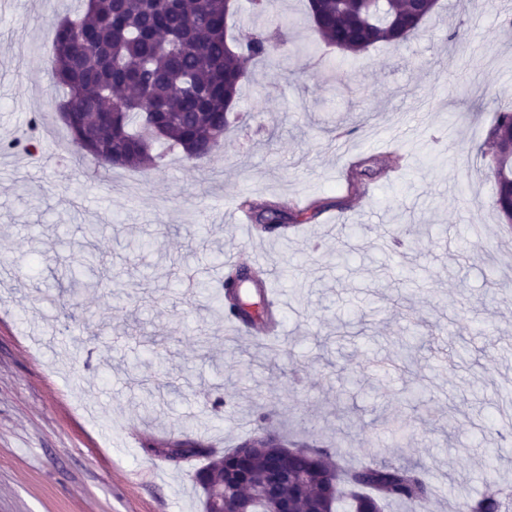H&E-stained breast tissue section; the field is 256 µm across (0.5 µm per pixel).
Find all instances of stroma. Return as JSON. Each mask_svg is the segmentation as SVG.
Here are the masks:
<instances>
[{
    "instance_id": "obj_1",
    "label": "stroma",
    "mask_w": 512,
    "mask_h": 512,
    "mask_svg": "<svg viewBox=\"0 0 512 512\" xmlns=\"http://www.w3.org/2000/svg\"><path fill=\"white\" fill-rule=\"evenodd\" d=\"M305 3L280 11L316 50L310 66L253 64L210 160L168 149L142 172L59 161L30 123L63 95L52 24L76 0H0V512H202L195 462L158 448L223 451L255 434L261 411L293 441L340 446L349 466L427 465L432 512L492 480L512 493V444L489 430L512 400V228L481 153L495 113L512 111V7L440 0L415 38L348 70ZM34 137V155L4 148ZM361 158L389 176L350 196ZM244 196L339 205L287 238L250 236L232 215ZM87 224L101 227L110 285L62 290ZM393 224L409 225L414 248L389 252ZM473 225L481 254L449 245ZM132 237L151 251L126 249ZM254 253L270 296L288 299L264 345L231 334L193 288L223 276L226 255ZM50 293L61 303L47 306ZM409 336L402 368L395 342ZM387 418L404 438L382 431Z\"/></svg>"
}]
</instances>
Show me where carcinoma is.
<instances>
[{"label":"carcinoma","mask_w":512,"mask_h":512,"mask_svg":"<svg viewBox=\"0 0 512 512\" xmlns=\"http://www.w3.org/2000/svg\"><path fill=\"white\" fill-rule=\"evenodd\" d=\"M73 18L54 24L52 64L55 82L65 97L57 103L66 112L63 124L71 146L105 168H159L158 147L179 149L183 159L197 165L209 158L224 140L229 112L224 101L238 96L248 79V63L288 56L298 61L309 48L288 41L285 20L276 28H253L234 45L226 38V0H81ZM437 7L436 0H309L308 14L323 42L337 49L342 62L353 60L371 46L399 45L415 36ZM495 165L490 168L493 205L501 219L512 222V112L497 114L489 133ZM337 201L313 200L297 211L272 204L242 202L259 233L279 225L287 237L288 224H316ZM85 252L76 268L64 276L69 284L82 281L95 269L92 246L96 227L85 232ZM231 270L227 287L213 289L207 280L196 282L199 294H215L242 325L254 324L246 307L244 289L262 302L260 316L277 322L265 300V271ZM300 447L321 456L322 467L308 469L299 458L294 469L309 476L306 495L288 483L269 491L272 501L289 498L296 512H385L392 503L407 512H429L434 492L430 469L380 462L347 468L341 459L316 444ZM267 455L259 454L246 467L253 485H262ZM505 503L493 493L463 499L457 512H505Z\"/></svg>","instance_id":"carcinoma-1"}]
</instances>
